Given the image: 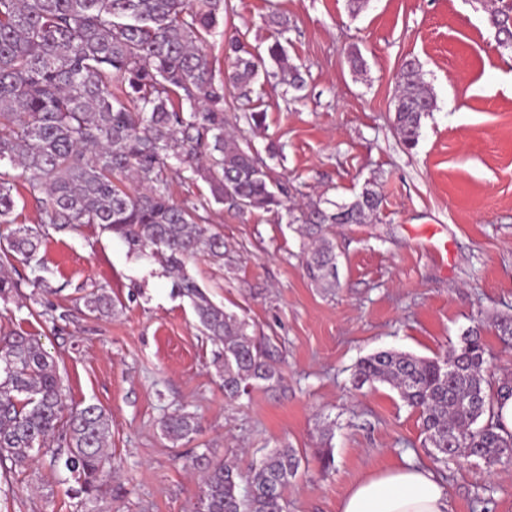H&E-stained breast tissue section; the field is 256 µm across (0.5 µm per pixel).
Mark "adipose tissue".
Instances as JSON below:
<instances>
[{
  "mask_svg": "<svg viewBox=\"0 0 512 512\" xmlns=\"http://www.w3.org/2000/svg\"><path fill=\"white\" fill-rule=\"evenodd\" d=\"M340 512H450L448 494L426 468L373 473L350 487Z\"/></svg>",
  "mask_w": 512,
  "mask_h": 512,
  "instance_id": "adipose-tissue-1",
  "label": "adipose tissue"
}]
</instances>
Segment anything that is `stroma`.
Wrapping results in <instances>:
<instances>
[{
	"instance_id": "1",
	"label": "stroma",
	"mask_w": 512,
	"mask_h": 512,
	"mask_svg": "<svg viewBox=\"0 0 512 512\" xmlns=\"http://www.w3.org/2000/svg\"><path fill=\"white\" fill-rule=\"evenodd\" d=\"M287 15L288 63L305 87L282 75L259 80L263 127L239 126L258 150L284 201H351L372 187L382 204L364 224L331 229L335 287L311 283L296 225L271 213L239 214L212 204L224 261L186 269L225 312L264 337L282 378L225 398L216 348L169 273L95 225L47 230L40 255L54 294L15 262L18 294L0 300V335L32 336L56 361L68 406H102L109 416L111 473L101 500L75 495L69 473L48 457L0 467V512H196L195 455L250 473L268 450L308 458L285 489L288 512H339L351 485L400 465L433 470L451 512H512V464L476 458L435 463L416 412L385 383L352 385L353 367L381 349L443 355L479 326L493 349L491 380L512 378V352L495 335L512 315V52L498 48L481 0H230L210 37L216 75L228 67L224 34L238 30L266 48L271 11ZM360 52L354 70L348 56ZM420 62L436 108L418 143L405 148L393 124L395 75ZM116 307L88 315L95 289ZM195 413L198 434L173 441L161 420ZM331 446L334 465L314 456Z\"/></svg>"
}]
</instances>
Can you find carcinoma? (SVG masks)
I'll return each mask as SVG.
<instances>
[{
    "mask_svg": "<svg viewBox=\"0 0 512 512\" xmlns=\"http://www.w3.org/2000/svg\"><path fill=\"white\" fill-rule=\"evenodd\" d=\"M228 0H0V224L12 223L17 180L37 203L38 226L8 230L0 247V299L18 282L3 268L19 260L40 265L44 232L97 224L132 253L176 274L203 333L219 348L224 396L235 399L257 381L280 377L269 353L247 334V323L213 303L185 269L203 255L224 262V237L209 219L215 202L229 211L279 213L283 189L270 178L257 150L226 134V87L239 90L235 120L260 127L265 111L251 85L271 60L299 91L304 81L288 65L283 40L288 20L277 12L266 52L242 35L225 37L231 71L216 79L204 45L224 22ZM487 22L499 47L512 50V0H495ZM394 122L402 144L416 146L423 120L436 101L421 66L405 60L396 75ZM202 179L211 197L173 199L172 162ZM20 173H15V170ZM379 193L366 188L349 203L307 206L294 221L307 239L302 265L308 279L328 286L338 277L332 224H363L379 210ZM96 317L112 314L104 291L85 296ZM501 344L512 348V316L494 321ZM493 352L480 329L463 332L442 359L384 350L357 364L353 382L387 383L421 421L424 443L446 463L478 457L489 467L512 462V433L495 419V401L512 382L492 387ZM173 440L198 431L194 414L178 409L161 421ZM109 420L97 404L67 406L55 361L32 337L0 336V460L23 465L50 456V465L77 476L78 492L97 498L111 467ZM301 459L275 449L244 475L205 455L193 461L203 473L197 512H285L284 491Z\"/></svg>",
    "mask_w": 512,
    "mask_h": 512,
    "instance_id": "carcinoma-1",
    "label": "carcinoma"
}]
</instances>
